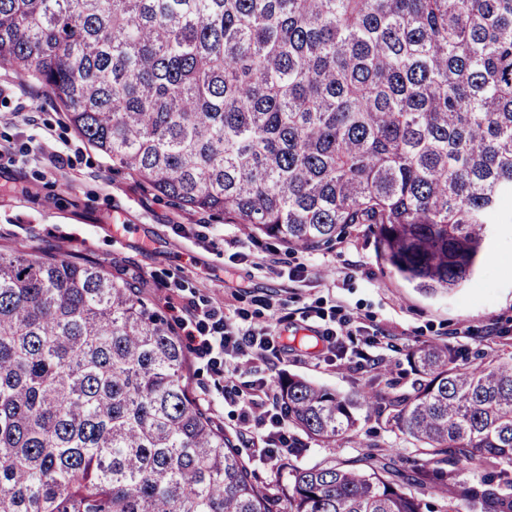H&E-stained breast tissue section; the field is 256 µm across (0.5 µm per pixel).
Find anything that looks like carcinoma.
Segmentation results:
<instances>
[{
  "label": "carcinoma",
  "mask_w": 512,
  "mask_h": 512,
  "mask_svg": "<svg viewBox=\"0 0 512 512\" xmlns=\"http://www.w3.org/2000/svg\"><path fill=\"white\" fill-rule=\"evenodd\" d=\"M0 67L156 192L291 249L364 225L426 293L472 280L512 203V0H0ZM408 358L386 423L433 466L260 484L136 282L0 251V512H423L408 484L512 512V359ZM279 399L326 448L372 404L298 377Z\"/></svg>",
  "instance_id": "obj_1"
}]
</instances>
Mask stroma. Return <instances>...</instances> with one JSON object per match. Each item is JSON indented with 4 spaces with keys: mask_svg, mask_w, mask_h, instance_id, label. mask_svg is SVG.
Listing matches in <instances>:
<instances>
[{
    "mask_svg": "<svg viewBox=\"0 0 512 512\" xmlns=\"http://www.w3.org/2000/svg\"><path fill=\"white\" fill-rule=\"evenodd\" d=\"M56 151L64 156L59 169L49 161ZM0 250L55 252L142 279L146 297L182 336L181 309L190 302H220L242 325L272 326L287 354L270 352L243 366L232 378L240 392L233 402L198 342L187 348L194 395L206 400L261 483L284 479L287 467L331 459L362 468L373 447L402 476L426 467L428 458L366 409L334 449L302 434L298 454L257 456L243 431L250 381L266 378L274 392L286 376L348 396L371 389L383 406L410 391L407 354L423 342H448L473 362L512 357V222L491 225L489 258L471 282L425 294L389 272L366 227L297 250L167 199L91 147L39 84L4 68ZM323 323L347 331L336 352L317 341Z\"/></svg>",
    "mask_w": 512,
    "mask_h": 512,
    "instance_id": "stroma-1",
    "label": "stroma"
}]
</instances>
